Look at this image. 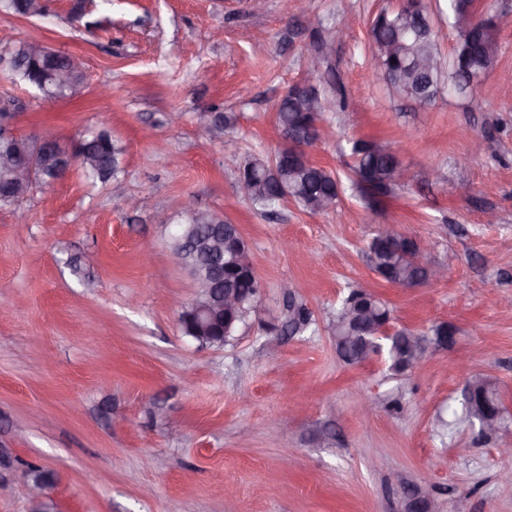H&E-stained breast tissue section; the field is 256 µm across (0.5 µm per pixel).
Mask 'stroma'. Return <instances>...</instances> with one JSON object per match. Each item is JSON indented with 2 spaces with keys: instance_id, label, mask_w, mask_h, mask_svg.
<instances>
[{
  "instance_id": "35a3bbf8",
  "label": "stroma",
  "mask_w": 512,
  "mask_h": 512,
  "mask_svg": "<svg viewBox=\"0 0 512 512\" xmlns=\"http://www.w3.org/2000/svg\"><path fill=\"white\" fill-rule=\"evenodd\" d=\"M76 2L0 15V30L80 55L79 98L46 111L34 89L0 79V101H13L19 133L66 147L109 128L125 175L94 185L75 172L0 207V512H31L35 468L52 477L47 512H403L406 486L436 512H512L499 478L512 466L500 454L512 448V306L490 303L512 296V28L477 102L423 105L368 77L371 21L398 0H266L259 12L248 0ZM331 39L333 55H319ZM296 84L333 103L310 158L336 175L341 202L266 214L237 193L233 169L286 148L275 105ZM211 112L235 113L228 146L210 139ZM359 139L390 142L404 170L393 193L356 187ZM188 198L238 226L260 284L221 346L184 335L194 283L154 221ZM385 224L446 277L383 281L366 254ZM353 286L420 337L422 370L337 355L331 323ZM292 297L314 319L299 336L284 328ZM439 325L452 344L436 343ZM473 375L496 390L500 429L464 420Z\"/></svg>"
}]
</instances>
